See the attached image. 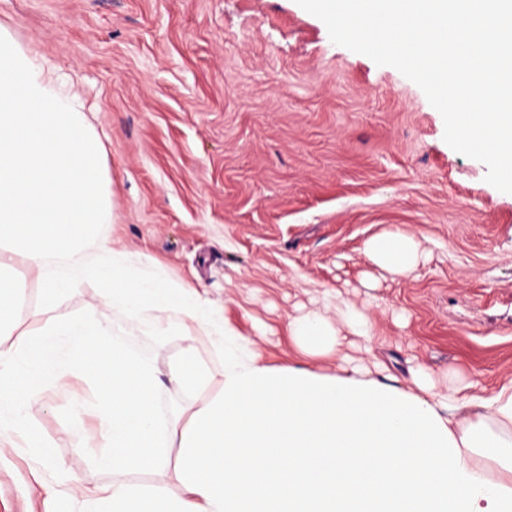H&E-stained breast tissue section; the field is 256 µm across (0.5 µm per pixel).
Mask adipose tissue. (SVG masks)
Wrapping results in <instances>:
<instances>
[{"label": "adipose tissue", "instance_id": "obj_1", "mask_svg": "<svg viewBox=\"0 0 512 512\" xmlns=\"http://www.w3.org/2000/svg\"><path fill=\"white\" fill-rule=\"evenodd\" d=\"M63 82L0 30V249L23 252L50 293L86 279L99 285L83 318L51 316L0 343V432L35 405L31 381L63 365L79 371L105 441L99 464L117 476L84 499L83 512H512V382L487 395L454 386L441 400L262 363L196 288L146 270L141 254L109 248L100 234L110 217L102 144ZM365 252L407 274L419 244L384 234ZM102 307L130 319L180 310L187 344L168 379L187 393L209 380L187 333L193 323L224 351L221 395L161 420L155 366L110 340L95 321ZM339 315L335 327L311 311L289 321L288 334L307 356L331 354L349 333L374 340L353 308ZM146 470L173 474L181 495L123 480Z\"/></svg>", "mask_w": 512, "mask_h": 512}]
</instances>
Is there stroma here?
<instances>
[{
	"label": "stroma",
	"instance_id": "stroma-1",
	"mask_svg": "<svg viewBox=\"0 0 512 512\" xmlns=\"http://www.w3.org/2000/svg\"><path fill=\"white\" fill-rule=\"evenodd\" d=\"M0 29L63 75L104 148L110 247L145 254L191 284L274 368L411 388L448 370L492 393L512 380V194L484 163L443 139L441 114L391 66L334 44L295 0H0ZM402 233L422 256L404 276L365 244ZM20 284L15 324L82 316L97 284L48 295L23 255L0 253ZM372 323L364 350L305 357L288 322L332 291ZM112 338L149 359L163 413L222 391L223 353L195 344L212 379L184 394L166 374L185 340L132 328L105 311ZM38 403L0 447V512H58L73 486L112 482L99 468L93 392L63 369L32 384ZM52 443L45 461L28 432Z\"/></svg>",
	"mask_w": 512,
	"mask_h": 512
}]
</instances>
